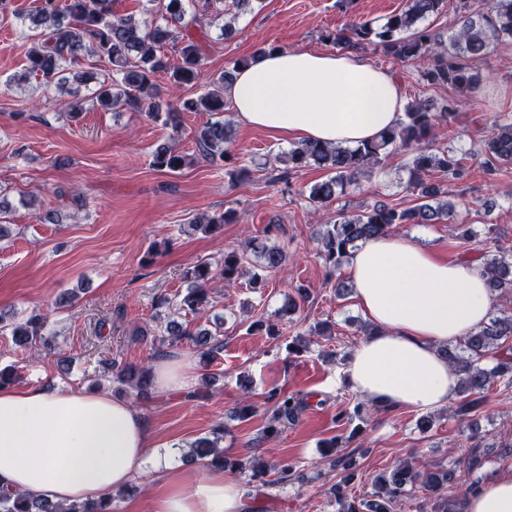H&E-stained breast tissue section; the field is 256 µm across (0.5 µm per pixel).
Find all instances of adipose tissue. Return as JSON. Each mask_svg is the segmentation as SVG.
<instances>
[{
    "instance_id": "ef3b65f1",
    "label": "adipose tissue",
    "mask_w": 512,
    "mask_h": 512,
    "mask_svg": "<svg viewBox=\"0 0 512 512\" xmlns=\"http://www.w3.org/2000/svg\"><path fill=\"white\" fill-rule=\"evenodd\" d=\"M227 98L248 126L343 147L376 138L406 105L393 75L351 50L265 53L238 72ZM347 270L357 306L377 329L352 349L347 388L379 408L446 406L457 375L441 349L484 327L493 308L481 263L444 259L413 237L389 234L355 250ZM181 453L158 452L143 413L109 393L0 388V490L63 504L98 500ZM153 508L246 512L238 484L216 469L161 486ZM465 509L512 512V476L488 470Z\"/></svg>"
}]
</instances>
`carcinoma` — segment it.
I'll use <instances>...</instances> for the list:
<instances>
[{"label":"carcinoma","instance_id":"carcinoma-1","mask_svg":"<svg viewBox=\"0 0 512 512\" xmlns=\"http://www.w3.org/2000/svg\"><path fill=\"white\" fill-rule=\"evenodd\" d=\"M112 2L65 0L61 7L58 0H40L35 13L28 17L32 28H39L41 32L28 51L25 77L35 79L46 90L63 88L71 81L79 84L93 81L96 88L91 100L103 109L145 107L153 121L163 126L174 122L175 113L160 99L153 81L156 74H168L177 88L200 86L203 92L197 98L182 102L185 111L209 112L214 116L195 135L199 153L213 162L224 163L232 176L245 175V168L234 166L238 158L230 148L222 114L226 106L224 90L232 85L236 71L247 64V60L235 61L232 70L217 76L207 74L205 57L189 36L191 22L186 20L189 8L209 12L220 0H157L156 8L146 10L145 18L116 14ZM443 5L444 0H406L404 9L389 16L382 25L352 21L322 35L324 40L342 48L370 49L398 61L411 62L416 65L419 80L424 85L448 86L458 93L438 106L424 99L412 101L405 106L394 126L355 148L298 142L276 156L275 161L285 163L288 173L311 165L329 172L327 179L309 189L308 199L319 209L335 202L347 188L357 184L361 176L384 164L394 151L410 154L409 187L417 191L419 204L400 210L376 204L357 214L341 212L334 223L323 225L319 232V255L332 272L353 250L371 238L388 235L409 224H441L452 214V203L438 200L443 191L430 184V180L436 172L450 181L464 178L468 173L465 156L435 148L433 143L438 127L455 118L463 98H470L480 90L484 77L476 70L474 61L489 56L494 45L512 40V0H484L481 7L465 0L461 4L462 24L448 37L424 24ZM87 50L107 58L112 74L96 79L88 72L77 70ZM482 153L490 164V171L505 175L512 170L511 116L496 117L491 134L483 140ZM186 163L187 156L173 144L161 143L154 150L152 166L158 170L176 172ZM233 221L230 212L203 215L194 218L192 227L213 233ZM280 229L279 224H268L263 236L246 238L242 251L224 255V265L217 275L205 261L188 267L183 273L185 291L173 299L159 297V305L172 306L176 314L184 317L199 313L212 304L211 281L218 276L227 285L245 278L253 289L266 287L267 272L279 267L284 260L280 248L270 244ZM483 268L492 291L512 290V257L495 252L483 261ZM46 322V314L32 311L24 321L12 324L13 341L22 348L56 350L55 338L45 331ZM156 340L158 353L166 346L176 347L185 340L199 348L202 357L211 359L224 347L219 334L193 332L175 319L165 323ZM510 340L512 315L496 316L463 343L443 349L459 376L462 395V400L452 410V418L470 432L476 448L482 443L478 417L485 393L498 380L504 382L505 388L512 387V347H504ZM111 371L115 372L117 382L128 386L136 398L153 399V383L148 371L119 364L112 365ZM270 399L274 400V409L265 433L275 437L282 424L301 413L304 401L295 395L279 393L271 394ZM223 440L224 426L221 425L192 443L188 455L206 466L231 470L248 468L250 480L258 479L265 486L286 483L293 476V467L286 463L248 467L237 460L227 461L221 446ZM336 448V440L327 442L322 458L329 459L330 465L343 471L341 480L331 488L337 512H394L396 507L416 499L419 491L431 503L430 512H458L455 501L445 496L456 480V470L436 467L421 472L406 461L375 477L370 498L359 502L352 500L349 485L357 475L356 465L350 456L335 455ZM271 473L276 479H268ZM113 501L114 496L110 495L92 503L64 506L21 492H1L0 512H114Z\"/></svg>","mask_w":512,"mask_h":512}]
</instances>
